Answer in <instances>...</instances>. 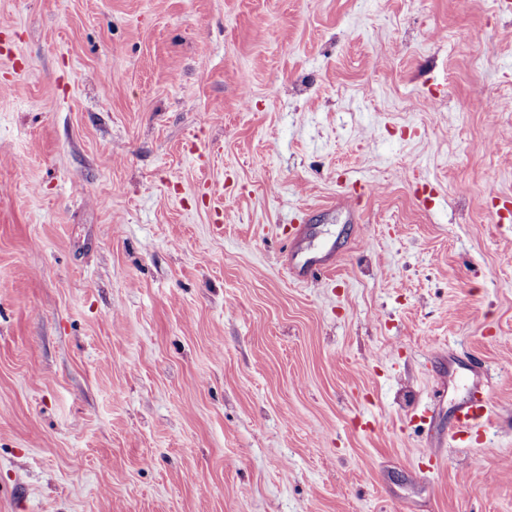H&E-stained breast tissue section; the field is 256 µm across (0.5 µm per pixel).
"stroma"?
<instances>
[{
    "label": "stroma",
    "instance_id": "stroma-1",
    "mask_svg": "<svg viewBox=\"0 0 512 512\" xmlns=\"http://www.w3.org/2000/svg\"><path fill=\"white\" fill-rule=\"evenodd\" d=\"M508 197L496 0H0V512H512ZM493 410L491 397L480 387L459 408L455 425L448 431V440L457 442L474 432L479 433L480 428L490 418Z\"/></svg>",
    "mask_w": 512,
    "mask_h": 512
}]
</instances>
